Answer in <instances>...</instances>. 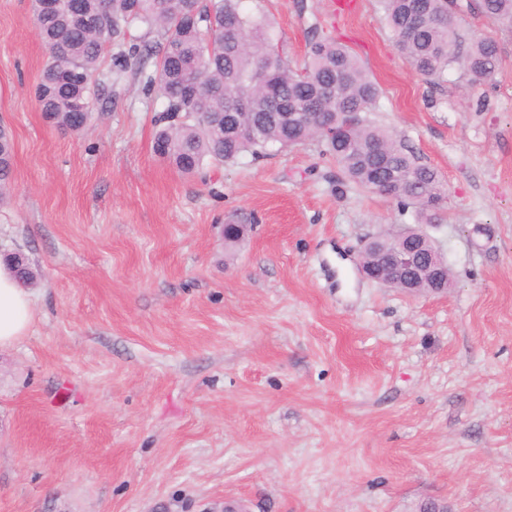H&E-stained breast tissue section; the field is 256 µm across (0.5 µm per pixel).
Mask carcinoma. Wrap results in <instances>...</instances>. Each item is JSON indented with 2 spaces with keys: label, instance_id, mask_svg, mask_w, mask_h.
I'll return each mask as SVG.
<instances>
[{
  "label": "carcinoma",
  "instance_id": "1",
  "mask_svg": "<svg viewBox=\"0 0 512 512\" xmlns=\"http://www.w3.org/2000/svg\"><path fill=\"white\" fill-rule=\"evenodd\" d=\"M46 13L31 3L49 52L35 89L38 107L56 127L78 132L90 114L72 111L100 95L95 80L101 57L112 46V66L128 68L136 55H157L155 69L140 71L144 87L162 99L163 126L154 153L191 175L204 162L228 163L249 153L257 158L318 141L342 173L359 187L414 210L419 224L446 220V193L437 173L417 161L401 140L373 118L381 90L348 48L318 35L307 59L294 69L273 43L270 24L242 8L243 0H54ZM397 51L429 83L455 69L465 86L489 83L500 66L498 44L463 38L454 22L456 0H379ZM485 16L512 28V0H476ZM161 38L128 44L134 29ZM74 72L66 83L59 67ZM278 89L279 113L268 112L270 86ZM336 128L341 136L331 137ZM12 139L0 133V200L9 191ZM245 235L242 224L224 225L231 248ZM18 282L33 286L39 272L7 258Z\"/></svg>",
  "mask_w": 512,
  "mask_h": 512
}]
</instances>
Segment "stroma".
Segmentation results:
<instances>
[{"mask_svg":"<svg viewBox=\"0 0 512 512\" xmlns=\"http://www.w3.org/2000/svg\"><path fill=\"white\" fill-rule=\"evenodd\" d=\"M244 0L302 67L313 27L382 95L376 119L448 189L422 230L452 283L364 278V240L412 226L321 145L186 176L155 155L162 102L109 81L87 129L48 122L30 0H0V126L14 143L0 258L40 273L29 332L0 348V512H512V30L495 81L425 83L376 0ZM247 225L224 246V226Z\"/></svg>","mask_w":512,"mask_h":512,"instance_id":"stroma-1","label":"stroma"}]
</instances>
